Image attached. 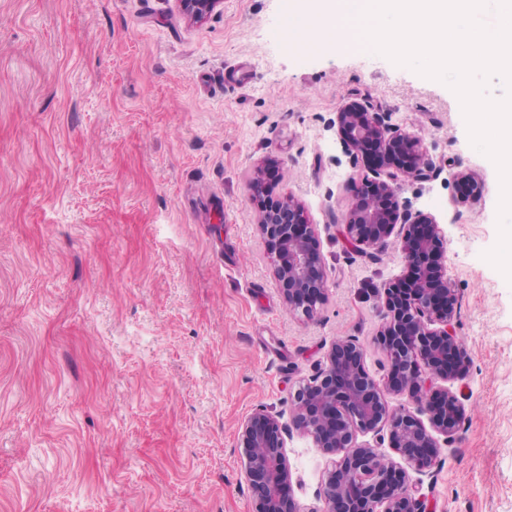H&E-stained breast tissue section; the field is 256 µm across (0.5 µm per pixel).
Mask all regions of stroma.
Listing matches in <instances>:
<instances>
[{
	"label": "stroma",
	"mask_w": 512,
	"mask_h": 512,
	"mask_svg": "<svg viewBox=\"0 0 512 512\" xmlns=\"http://www.w3.org/2000/svg\"><path fill=\"white\" fill-rule=\"evenodd\" d=\"M285 0H0V512H253L239 423L287 413L331 342L373 344L397 241L350 247L351 102L418 132L440 175L400 182L447 241L466 413L424 476L431 512H512V283L494 163L445 84L369 48L287 51ZM275 178L315 224L328 300L306 321L279 292L250 183ZM482 188L473 204L459 173ZM301 512L327 458L294 435ZM180 11L189 19L202 21L223 3L222 0H176Z\"/></svg>",
	"instance_id": "1"
}]
</instances>
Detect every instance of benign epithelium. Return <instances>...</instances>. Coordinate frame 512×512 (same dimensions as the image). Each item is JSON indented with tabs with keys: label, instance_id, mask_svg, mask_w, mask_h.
<instances>
[{
	"label": "benign epithelium",
	"instance_id": "7a95c632",
	"mask_svg": "<svg viewBox=\"0 0 512 512\" xmlns=\"http://www.w3.org/2000/svg\"><path fill=\"white\" fill-rule=\"evenodd\" d=\"M189 19L202 21L222 0H176ZM344 153L357 156L371 143L380 155L373 177L362 178L343 216L347 239L378 249L396 237L408 265V295L397 298L400 281L384 289V322L375 344L387 355L390 371L377 380L366 369L365 351L349 338L334 340L313 375L292 396L288 423L265 409L245 418L237 429L245 458L253 512H299L293 496L288 439L297 432L330 457L319 488L324 512H428L420 487L407 470L387 460L359 437L388 436L390 447L407 464L425 472L442 446H450L465 415L454 383L470 372L468 351L454 324L456 292L447 275L444 235L435 217L411 212L397 203L402 180L427 182L437 166L424 138L390 123L384 112L359 104L336 116ZM257 226L265 240L288 309L313 318L327 300L328 275L316 225L292 196L266 203L261 178L251 182ZM406 394L411 405H392Z\"/></svg>",
	"mask_w": 512,
	"mask_h": 512
}]
</instances>
